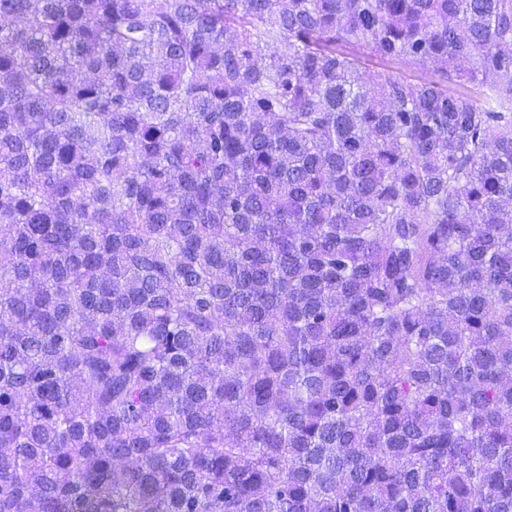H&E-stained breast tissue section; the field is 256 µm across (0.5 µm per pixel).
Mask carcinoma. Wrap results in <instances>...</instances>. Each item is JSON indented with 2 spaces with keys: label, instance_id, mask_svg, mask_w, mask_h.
Instances as JSON below:
<instances>
[{
  "label": "carcinoma",
  "instance_id": "obj_1",
  "mask_svg": "<svg viewBox=\"0 0 512 512\" xmlns=\"http://www.w3.org/2000/svg\"><path fill=\"white\" fill-rule=\"evenodd\" d=\"M510 378L512 0H0V512H512ZM352 54L359 57L362 70H365L367 74H373L374 72L382 69H390L394 71L396 75H400L409 81L417 82L419 80L430 79L434 76L432 71H422L417 69L405 68L399 64L382 61L376 58H367L359 56L358 51H351Z\"/></svg>",
  "mask_w": 512,
  "mask_h": 512
}]
</instances>
